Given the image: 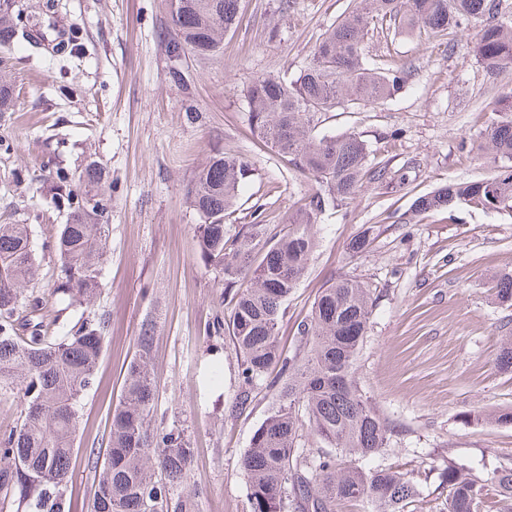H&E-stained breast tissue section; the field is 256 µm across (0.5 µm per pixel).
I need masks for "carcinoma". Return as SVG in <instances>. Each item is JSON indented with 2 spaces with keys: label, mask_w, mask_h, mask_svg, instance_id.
<instances>
[{
  "label": "carcinoma",
  "mask_w": 512,
  "mask_h": 512,
  "mask_svg": "<svg viewBox=\"0 0 512 512\" xmlns=\"http://www.w3.org/2000/svg\"><path fill=\"white\" fill-rule=\"evenodd\" d=\"M316 44L312 61L291 81L260 78L247 89L253 131L287 164L311 175L308 194L287 226L272 233L261 222L229 237L224 216L252 176L248 160L216 153L198 171L188 198L203 217L201 257L222 273L230 297L227 329L241 360L235 407L251 388L278 368V403L255 430L240 458L248 480L250 512H336L343 501H362L376 512H407L420 494L411 474L394 467L364 469L344 458H372L386 447L390 425L362 394L354 364L372 314L369 292L354 280L323 288L299 325L305 350L284 357L277 331L284 304L304 275L315 245L314 226L330 207L355 201L368 168L365 142L355 133L314 134L318 115L367 103L378 105L401 89L408 73L399 65H371L364 39L389 22L396 33L444 32L478 23L475 56L490 72L512 64V9L502 0H361ZM241 0H172L174 35L169 53L209 56L236 28ZM35 23L0 17V46L41 44L28 33ZM494 175L448 183L414 200L418 212L457 205L512 216V92L492 108L477 144ZM58 200L70 223L53 236L57 286L49 303L36 288L38 268L28 224H0V401L12 400L16 424L0 432V512H70L66 486L76 448L84 393L94 383L103 353L106 316L95 311L109 225L100 199L85 198L59 177ZM374 240L367 228L348 244L365 252ZM496 298L512 306V271L495 285ZM156 323L146 319L137 353L126 368L122 397L113 409L104 449L90 451V512H198L191 485L193 448L184 431L157 422V390L150 375ZM313 438L300 447L303 432ZM448 512H486L512 500V466L486 479L453 464L446 471Z\"/></svg>",
  "instance_id": "1"
}]
</instances>
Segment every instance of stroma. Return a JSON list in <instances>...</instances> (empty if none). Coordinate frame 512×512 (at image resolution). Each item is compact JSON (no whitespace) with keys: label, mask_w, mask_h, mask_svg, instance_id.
Segmentation results:
<instances>
[{"label":"stroma","mask_w":512,"mask_h":512,"mask_svg":"<svg viewBox=\"0 0 512 512\" xmlns=\"http://www.w3.org/2000/svg\"><path fill=\"white\" fill-rule=\"evenodd\" d=\"M45 3L0 0V16L16 17L27 5L59 36L78 28L83 50L72 56L0 47V85L14 102L0 113V224L30 225L38 288L51 294L50 229L68 221L55 197L57 177L76 181L93 161L104 167L101 187H74L87 199L107 198L110 226L95 306L108 332L77 445L86 451L104 441L141 325L153 318L157 414L191 441L200 512H249L240 457L279 388L258 381L247 408L232 410L240 359L213 328L231 306L220 274L199 255L201 218L187 188L215 153L243 157L253 174L224 218L226 235L258 218L282 228L315 183L258 143L245 93L262 77L298 76L353 2L242 0L223 54L178 62L168 51L171 0H62L50 12ZM477 33L473 25L410 36L384 26L369 32L368 60L406 63V84L378 107L328 114L317 132L358 133L369 166L385 173L365 181L356 201L322 216L309 269L278 328L281 350L294 353L297 325L329 282L347 278L369 289L373 312L355 380L392 427L374 465L411 472L420 485L412 512H444L448 462L477 477L512 463V426L490 420L512 408V373L495 366L503 338L512 336V306L498 304L491 291L500 273L512 270V218L413 207L445 184L494 173L469 143L512 90V65L489 73L473 52ZM367 226L375 229L373 244L350 254L349 241ZM215 363L224 372L218 383L207 379ZM466 413L474 422H463Z\"/></svg>","instance_id":"stroma-1"}]
</instances>
